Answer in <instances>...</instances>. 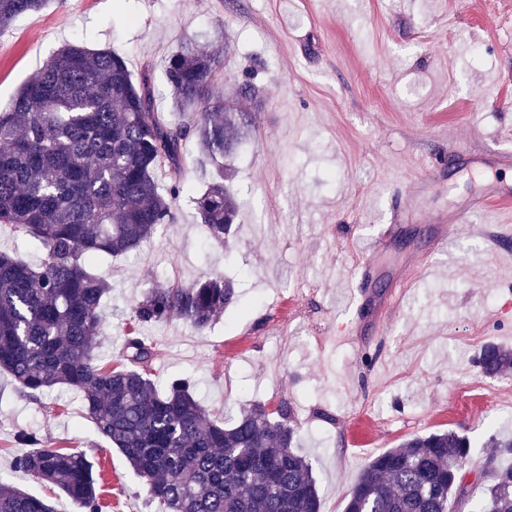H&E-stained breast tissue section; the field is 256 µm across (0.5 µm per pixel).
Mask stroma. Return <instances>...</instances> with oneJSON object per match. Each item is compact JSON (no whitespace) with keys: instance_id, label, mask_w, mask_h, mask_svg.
<instances>
[{"instance_id":"obj_1","label":"stroma","mask_w":512,"mask_h":512,"mask_svg":"<svg viewBox=\"0 0 512 512\" xmlns=\"http://www.w3.org/2000/svg\"><path fill=\"white\" fill-rule=\"evenodd\" d=\"M221 33L235 46L225 83L248 74L260 89L256 130L233 160L235 233L226 246L212 240L184 198L176 222L138 251L101 258L115 292L102 308L100 364L117 362L130 301L221 274L239 301L208 329L179 320L143 329L154 378L192 377L220 421L255 403L291 406L321 512H343L371 459L416 435L462 431L482 465L490 435L512 436V373L487 377L474 363L486 343L512 349V211L449 227L442 253L432 226L484 177L512 179V164L488 151L512 149V0H52L0 31V109L79 42L150 75L158 111L170 112L168 59L185 40ZM419 186L423 196L393 222ZM382 234L384 248L367 251ZM429 253L430 273L382 318L347 307L359 266L392 287ZM343 322L358 327L357 341H334ZM472 386L480 398L467 399ZM23 431L94 463L103 512H152L77 391L32 400L0 372V479L77 512L15 468Z\"/></svg>"}]
</instances>
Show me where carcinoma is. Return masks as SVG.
I'll list each match as a JSON object with an SVG mask.
<instances>
[{
	"label": "carcinoma",
	"instance_id": "carcinoma-1",
	"mask_svg": "<svg viewBox=\"0 0 512 512\" xmlns=\"http://www.w3.org/2000/svg\"><path fill=\"white\" fill-rule=\"evenodd\" d=\"M49 3L0 0V30ZM216 42L213 49L188 40L168 59L169 120L122 56L77 44L51 57L0 111V224L44 253L37 267L0 253V370L33 398L57 385L79 391L96 434L147 487L154 512H320L311 463L294 449L299 427L289 406L255 403L224 424L196 398L191 378L163 390L152 378L156 351L136 327L178 319L201 332L237 302L231 280L152 288L132 306L123 366L106 370L97 361L101 309L113 288L98 260L132 253L159 226L176 223V202L194 191L183 178L191 137L214 165L192 198L198 223L218 242L233 235L239 206L227 185L229 161L254 131L253 112L239 101L259 93L249 79L220 87L234 46L225 34ZM475 363L485 376H503L512 351L488 343ZM17 442L30 451L15 467L60 489L80 512H101L91 461L44 445L35 432ZM486 447L487 467L512 456L509 437L492 435ZM471 448L455 430L406 439L369 463L344 512H450L451 501L471 503V512H512V466L470 488ZM0 512L55 510L0 481Z\"/></svg>",
	"mask_w": 512,
	"mask_h": 512
}]
</instances>
